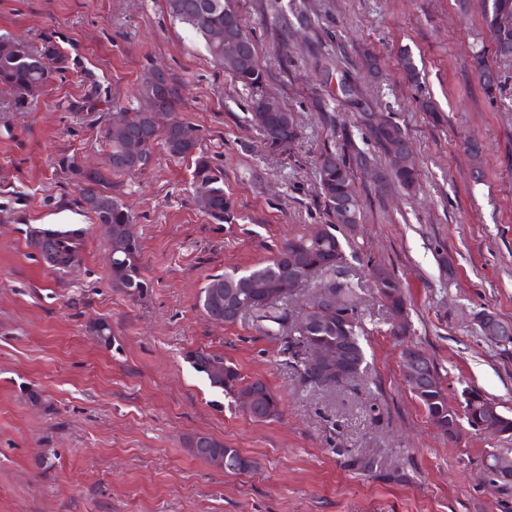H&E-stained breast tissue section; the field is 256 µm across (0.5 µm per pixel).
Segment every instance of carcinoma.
Instances as JSON below:
<instances>
[{
    "label": "carcinoma",
    "mask_w": 512,
    "mask_h": 512,
    "mask_svg": "<svg viewBox=\"0 0 512 512\" xmlns=\"http://www.w3.org/2000/svg\"><path fill=\"white\" fill-rule=\"evenodd\" d=\"M181 11L174 9V0H166L170 16L183 24L188 31L199 38L214 63L222 68L235 83L253 92L251 100L252 120L262 130L266 146L272 153H285L279 140V134L286 131L292 140L300 138L301 130L295 113L277 107L273 112L263 107L266 94L263 87L267 73L257 55L251 50V60L234 63L217 51L208 38L209 29L232 20L238 31H244L242 20L229 0H180ZM482 10L489 42L493 46L491 53L499 61L512 62V0H478ZM70 58L61 47L50 40L41 45L14 43V48L7 57H0V92L10 93V102L17 110H26L31 102L40 96L45 87L55 82L69 70ZM139 96L149 94L156 98V108L151 112H128V134L147 142V150L141 158L137 170L149 167L156 148L160 147L172 158L193 163L192 183L194 185L193 201L204 214L219 223H230L234 219L232 204L224 193V177L213 164L203 149L199 130L187 122L181 123V132H165L164 123L167 116L177 111L182 103V85L172 79L164 85H153L150 75H145L138 88ZM373 137L381 148L389 152L392 146L405 137V132L392 122H380L373 129ZM60 168L79 188L80 200L88 199L87 191L102 197L106 205L102 209H90L99 224L123 226L132 224L135 216L118 198L112 196L107 187L105 174L98 170H88L76 161L64 157L59 161ZM366 168L369 158L363 152H336L326 150L321 153L317 165V179L321 188L324 206L332 220L327 228L314 235L294 236L277 248L275 255L266 263L243 273L232 272L214 275L209 278L198 296V306L204 315L212 320L224 319V309L214 307L210 295L214 290H221L227 295L236 292L250 279L259 277L266 286L268 295H258L250 313L262 321L287 329L288 335L299 337V346L310 354L317 348L341 340H349L353 351L351 365L345 372L344 381L327 383L311 377L305 366H300L299 375L302 383L311 388L334 389L343 382L353 380L367 372L361 337L367 334L362 318L355 304L356 293L352 284L346 280L336 279L344 261L342 243L335 234L338 224L359 223L360 201L354 179L353 167ZM419 167L414 154L407 155L402 165L392 168V180L407 191L415 189L418 184ZM49 252L44 255L46 262L57 269L72 265L76 249L73 237L65 233L52 235L48 241ZM300 267L304 278L296 285L302 290L306 287L319 288L324 280H329L339 290V307H309L301 315H293L288 308L289 296L285 291L284 273L288 265ZM112 285L131 293H141L148 287L142 273V248L139 239L112 243ZM376 290L391 313H406V303L399 280L387 268L380 266L375 275ZM210 354L198 351L189 358L194 370L206 376L210 385L226 394L241 399L256 386L267 391L272 400L266 418L281 414V400L259 380L245 381L237 368L224 364V372L212 375L206 369V359ZM435 385L417 391L409 387L411 393L426 410L428 419L450 443L461 440L464 431H490L486 423L485 405L488 398L480 391L472 389L464 401L462 413L448 417V394L443 385L438 369H433ZM191 453L210 462V455L220 454L226 458L225 471L240 473L256 469V462L248 460L246 467H241L243 455L236 448L224 446V442L210 436L197 435L189 445ZM344 466L364 474L377 475L380 464L373 454L344 452Z\"/></svg>",
    "instance_id": "cac0c4a2"
}]
</instances>
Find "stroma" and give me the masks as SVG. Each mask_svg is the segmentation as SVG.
<instances>
[{
    "label": "stroma",
    "mask_w": 512,
    "mask_h": 512,
    "mask_svg": "<svg viewBox=\"0 0 512 512\" xmlns=\"http://www.w3.org/2000/svg\"><path fill=\"white\" fill-rule=\"evenodd\" d=\"M268 71L267 93L296 113L301 135L270 153L251 120V93L217 68L166 0H0V40L57 41L69 72L24 111L0 93V512H512L482 464L512 438L469 431L448 444L403 377L404 344L437 366L450 402L473 387L512 414V344L481 335L490 308L512 324V63L496 66L487 94L471 66L485 41L479 8L456 0H233ZM420 70L405 78L400 49ZM380 62L359 71L364 52ZM163 67L184 89L179 118L199 128L235 203L225 224L191 200L192 166L156 149L152 164L117 173L112 191L131 205L142 245L143 293L113 287L108 241L57 163L101 164L107 109H136L143 74ZM357 79L356 103L342 77ZM436 112L422 111L421 100ZM91 100L94 117L74 111ZM396 122L420 161L421 188H374L387 169L359 121ZM352 142L371 160L359 172L360 222L337 225L343 278L356 286L368 335L366 376L335 390L302 384L277 326L248 315L211 323L197 306L210 276L248 270L288 237L329 223L316 181L321 152ZM482 154L473 161L470 143ZM75 216L79 257L54 269L31 248L55 215ZM380 264L401 280L411 334L368 275ZM112 327V343L92 332ZM223 355L284 401L258 420L188 363ZM206 434L258 463L237 474L193 457ZM339 448L369 450L385 481L344 468Z\"/></svg>",
    "instance_id": "stroma-1"
}]
</instances>
